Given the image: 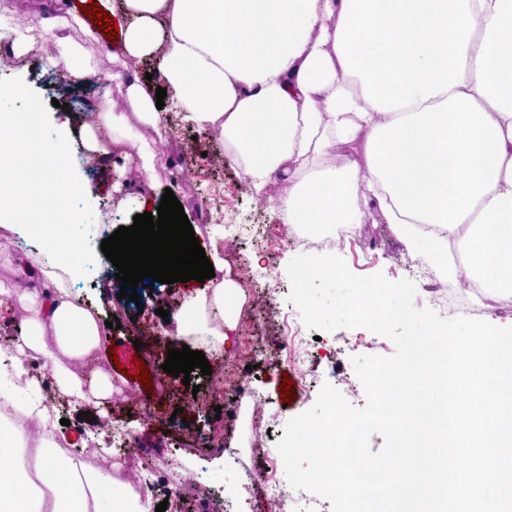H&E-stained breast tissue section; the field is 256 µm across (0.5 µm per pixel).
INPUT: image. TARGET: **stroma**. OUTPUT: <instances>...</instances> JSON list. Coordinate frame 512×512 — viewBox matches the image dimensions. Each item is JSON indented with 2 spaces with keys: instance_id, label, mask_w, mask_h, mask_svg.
<instances>
[{
  "instance_id": "stroma-1",
  "label": "stroma",
  "mask_w": 512,
  "mask_h": 512,
  "mask_svg": "<svg viewBox=\"0 0 512 512\" xmlns=\"http://www.w3.org/2000/svg\"><path fill=\"white\" fill-rule=\"evenodd\" d=\"M57 12L48 0H13L8 19L12 27L23 30L36 18L48 17L49 30L43 31L37 50L16 52L14 47L0 45V80L19 79L49 105L52 127L66 134H79L83 126L94 123L100 112L122 106V95L111 84L116 65L112 61V42L105 29L90 24L88 30L68 28L56 20ZM94 33L100 45L90 73L81 84L62 81L59 73L68 69L69 60L61 56L58 42L68 37L85 41ZM170 133L158 140L153 130L137 129L139 141L151 144L155 152L154 167L144 172L140 166L137 143L115 150L110 139H103L99 154L78 151L73 165L93 210L94 236L89 244L99 248L101 242L119 227L131 226L138 209L127 198L128 186L147 187L155 183L150 195L151 207H158L165 190H172L189 212V222L204 249L223 245V238L212 230L220 224L242 225L247 235L242 261L251 278V287L259 307L256 322L239 326V346L235 355L244 352V341L261 337L264 348L278 354L285 334L283 317L297 313L289 301L288 262L297 256L293 247L277 243L280 218L269 207L259 204L237 168L232 155L224 151L222 139L205 134L184 122L180 113L168 115ZM194 157L193 173H186L183 161ZM208 206H200V198ZM363 223L356 234L346 236L335 253L342 257L349 270L358 276L383 274L388 280L403 278L413 281L416 295L413 305L422 310L432 307L428 280L412 265L411 251L394 225L385 223L376 207L360 200ZM191 283L156 285L144 278L138 285L139 303L126 306L119 298L121 284L112 272L110 261L91 266L76 281L72 293L82 302L102 312L103 320H118L119 329H105L103 348L95 360L82 366L84 374L109 375L116 385L112 397L92 409L90 417L80 415L74 401L57 390L46 365L28 368L31 379L41 385L40 395L49 410L62 421L56 434L72 441H87L92 450L90 461L100 467L115 463L114 440L121 434L131 438L136 463L151 471L150 478L158 487L159 498L179 494L177 506L166 512H259L251 491L244 489L237 477L238 467L264 471L268 463L256 456L250 447L249 419L251 408H235L233 393L213 391L212 384L224 374V366L211 360L210 374L194 370L189 383L163 371L169 350L181 348L186 340L176 337L175 324L165 322L159 309L177 313ZM491 293L477 298H463L454 307L440 310L442 318L466 316L482 319L507 328L512 326V296L496 297L497 310H489ZM116 348V358L106 355ZM395 345L388 337L366 328H340L322 333L314 342L306 363L310 379L318 386L336 388L353 407H364L367 399L353 360L359 356H383L394 353ZM144 361L150 386L136 380L137 361ZM258 403L265 412L292 419L317 401V390L303 392L297 385V373L290 362L280 358L274 369L257 367L244 370ZM292 378L290 404H282L280 385L283 378ZM182 416H175V409Z\"/></svg>"
}]
</instances>
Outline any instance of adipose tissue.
<instances>
[{"label":"adipose tissue","instance_id":"adipose-tissue-1","mask_svg":"<svg viewBox=\"0 0 512 512\" xmlns=\"http://www.w3.org/2000/svg\"><path fill=\"white\" fill-rule=\"evenodd\" d=\"M112 80L124 109L99 113L81 133L120 144L130 120L164 136L156 100L127 80L123 64L154 55L174 109L220 135L252 188L288 183L275 206L284 223L356 231L355 197L377 204L413 257L436 273L512 295V0H121ZM354 144L360 160L335 166ZM36 258H14L0 303L25 313L24 333L0 348V407L27 383L21 358L53 336L56 386L98 404L108 377L73 368L99 349V316L76 301L54 271L51 289L24 288ZM244 295L209 279L177 314L181 336L227 349ZM220 313L223 328L213 326ZM0 512H145L118 473L95 468L53 434L27 445L0 424Z\"/></svg>","mask_w":512,"mask_h":512}]
</instances>
